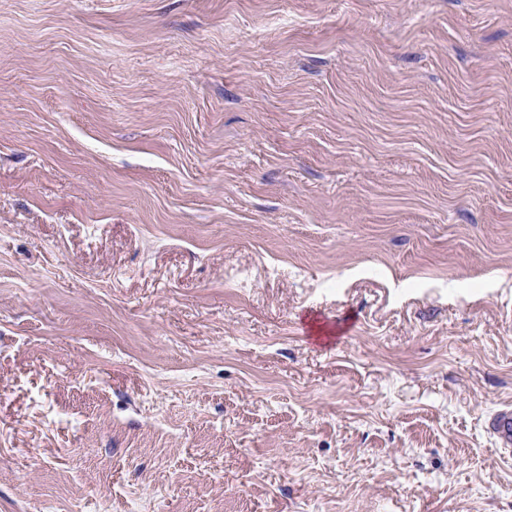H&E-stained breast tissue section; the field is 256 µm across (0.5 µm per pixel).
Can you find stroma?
<instances>
[{
  "mask_svg": "<svg viewBox=\"0 0 512 512\" xmlns=\"http://www.w3.org/2000/svg\"><path fill=\"white\" fill-rule=\"evenodd\" d=\"M512 0H0V512H512ZM486 432L499 449L511 453L512 450V408L506 405L486 419Z\"/></svg>",
  "mask_w": 512,
  "mask_h": 512,
  "instance_id": "obj_1",
  "label": "stroma"
}]
</instances>
